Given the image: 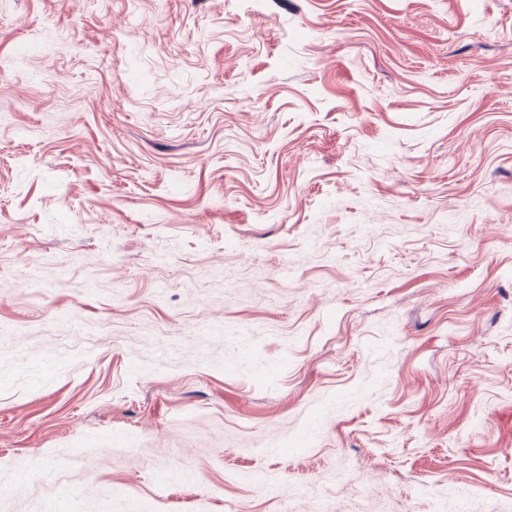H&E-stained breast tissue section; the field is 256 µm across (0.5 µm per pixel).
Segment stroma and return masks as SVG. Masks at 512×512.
<instances>
[{
    "label": "stroma",
    "instance_id": "35a3bbf8",
    "mask_svg": "<svg viewBox=\"0 0 512 512\" xmlns=\"http://www.w3.org/2000/svg\"><path fill=\"white\" fill-rule=\"evenodd\" d=\"M0 512H512V0H0Z\"/></svg>",
    "mask_w": 512,
    "mask_h": 512
}]
</instances>
